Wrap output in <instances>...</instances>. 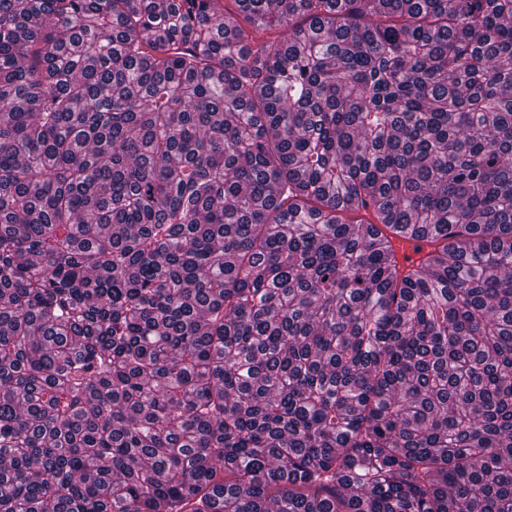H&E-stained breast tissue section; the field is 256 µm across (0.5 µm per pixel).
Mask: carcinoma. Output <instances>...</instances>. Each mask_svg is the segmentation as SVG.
<instances>
[{
	"label": "carcinoma",
	"instance_id": "obj_1",
	"mask_svg": "<svg viewBox=\"0 0 512 512\" xmlns=\"http://www.w3.org/2000/svg\"><path fill=\"white\" fill-rule=\"evenodd\" d=\"M233 2L0 0V512H512V0Z\"/></svg>",
	"mask_w": 512,
	"mask_h": 512
}]
</instances>
